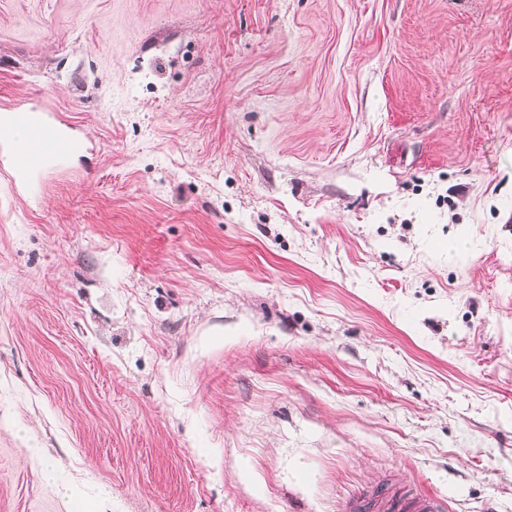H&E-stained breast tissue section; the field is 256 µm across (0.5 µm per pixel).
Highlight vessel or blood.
I'll return each instance as SVG.
<instances>
[{
  "label": "vessel or blood",
  "mask_w": 512,
  "mask_h": 512,
  "mask_svg": "<svg viewBox=\"0 0 512 512\" xmlns=\"http://www.w3.org/2000/svg\"><path fill=\"white\" fill-rule=\"evenodd\" d=\"M24 131L23 141H14L12 130ZM10 152L11 178H25L39 173L50 163L59 161L77 150V142L59 135L57 130L24 108H14L0 122V148ZM443 512L437 498L404 492L395 488L359 493L349 498L343 512Z\"/></svg>",
  "instance_id": "b4317fda"
}]
</instances>
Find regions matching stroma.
Here are the masks:
<instances>
[{"mask_svg": "<svg viewBox=\"0 0 512 512\" xmlns=\"http://www.w3.org/2000/svg\"><path fill=\"white\" fill-rule=\"evenodd\" d=\"M17 105L0 512H512V0H0ZM20 129L25 137L22 142L11 138V131ZM10 152L12 179L25 178L39 173L51 162L59 161L78 149V143L59 135L57 130L24 108L8 112L0 123V149ZM383 509L384 512H443V504L437 498L404 492L397 488L381 491L361 492L349 498L343 507L344 512H371L368 509Z\"/></svg>", "mask_w": 512, "mask_h": 512, "instance_id": "obj_1", "label": "stroma"}]
</instances>
